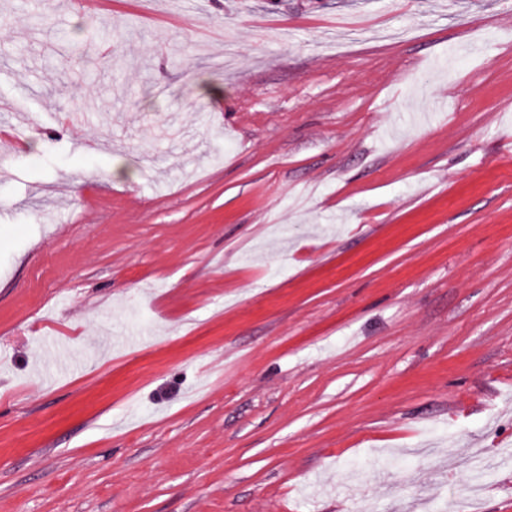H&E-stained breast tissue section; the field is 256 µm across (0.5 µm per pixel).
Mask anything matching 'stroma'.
I'll return each instance as SVG.
<instances>
[{"instance_id": "1", "label": "stroma", "mask_w": 512, "mask_h": 512, "mask_svg": "<svg viewBox=\"0 0 512 512\" xmlns=\"http://www.w3.org/2000/svg\"><path fill=\"white\" fill-rule=\"evenodd\" d=\"M0 512H512V0H0Z\"/></svg>"}]
</instances>
